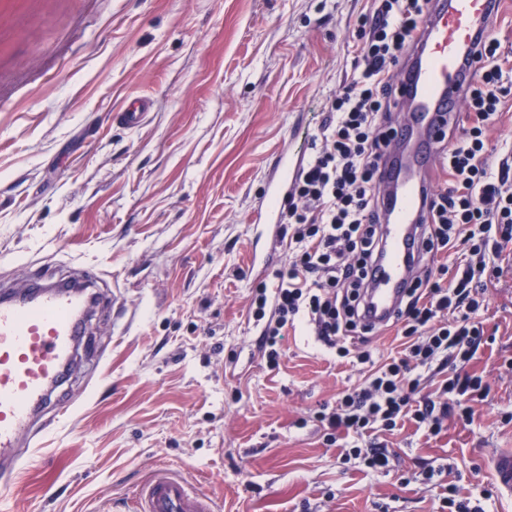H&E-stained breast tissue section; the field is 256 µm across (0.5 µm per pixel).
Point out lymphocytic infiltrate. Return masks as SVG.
Listing matches in <instances>:
<instances>
[{"label":"lymphocytic infiltrate","instance_id":"1","mask_svg":"<svg viewBox=\"0 0 512 512\" xmlns=\"http://www.w3.org/2000/svg\"><path fill=\"white\" fill-rule=\"evenodd\" d=\"M429 0H373L353 40L359 73L328 103L313 150L284 206L288 261L274 289L256 288L249 314L260 329L270 366H278L284 330L301 326L334 350L337 362L368 365L362 383L346 389L316 420L329 440L344 439L350 457L382 474L389 458L372 442L414 422L439 434L448 419L471 423L483 377L468 364L485 343L482 315L489 283L512 242V146L491 147L488 131L512 96V60L495 37L477 55L465 109L470 124L448 138L442 165L448 177L433 188L424 247L428 255L457 252L454 265L425 266L403 299L394 325L397 355L374 359L361 321L368 266L379 248L380 162L390 144L398 103L392 72L414 42ZM442 375L436 393L428 378Z\"/></svg>","mask_w":512,"mask_h":512}]
</instances>
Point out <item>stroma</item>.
<instances>
[{
	"label": "stroma",
	"instance_id": "stroma-1",
	"mask_svg": "<svg viewBox=\"0 0 512 512\" xmlns=\"http://www.w3.org/2000/svg\"><path fill=\"white\" fill-rule=\"evenodd\" d=\"M368 0H0V290L93 277L89 316L0 512H115L160 466L222 512H441L425 474L512 512L487 458L512 448V254L489 286L491 385L474 422L383 436L392 471L344 461L314 416L358 364L299 330L270 367L249 318L273 284L252 223L296 126L312 133L356 72ZM133 94L138 128L114 117ZM152 107L151 100L148 98H137L117 112V116L128 128H137L146 120Z\"/></svg>",
	"mask_w": 512,
	"mask_h": 512
}]
</instances>
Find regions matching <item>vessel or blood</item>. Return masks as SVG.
I'll use <instances>...</instances> for the list:
<instances>
[{"mask_svg": "<svg viewBox=\"0 0 512 512\" xmlns=\"http://www.w3.org/2000/svg\"><path fill=\"white\" fill-rule=\"evenodd\" d=\"M499 0H430L426 18L408 56L409 69L397 83V99L407 108L395 131L396 150L381 170L388 190L381 198V249L369 269L366 323L393 320L413 285L411 272L422 259L430 172L476 71L475 53L491 29ZM152 103L141 97L118 117L128 128L143 124ZM303 157L286 149L276 157L254 223L274 230L291 194ZM99 304L50 284L30 299L0 297V491L14 487L22 439L53 405L63 368L77 349L80 324ZM54 406V405H53ZM498 492L512 497V448L488 461ZM134 512H218L214 500L179 474L161 467L133 494Z\"/></svg>", "mask_w": 512, "mask_h": 512, "instance_id": "vessel-or-blood-1", "label": "vessel or blood"}]
</instances>
